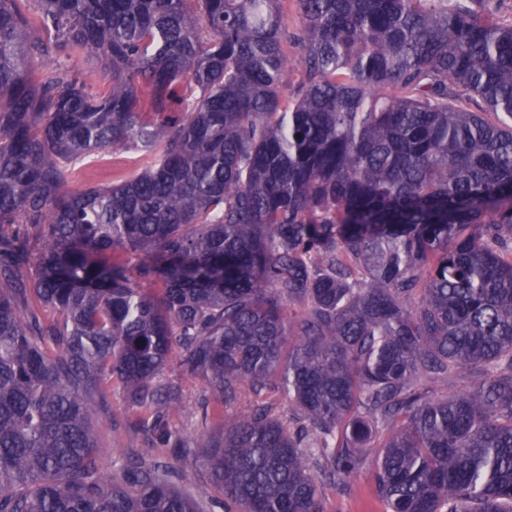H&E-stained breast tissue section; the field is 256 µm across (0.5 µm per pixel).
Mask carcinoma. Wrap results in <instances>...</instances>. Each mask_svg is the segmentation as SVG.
<instances>
[{"instance_id": "1", "label": "carcinoma", "mask_w": 512, "mask_h": 512, "mask_svg": "<svg viewBox=\"0 0 512 512\" xmlns=\"http://www.w3.org/2000/svg\"><path fill=\"white\" fill-rule=\"evenodd\" d=\"M23 2L0 0V512H200L159 457L108 475L94 423L114 384L153 438L172 361L213 391L191 463L236 512H326L375 447L386 512H512V23L485 0H298L291 32L281 0ZM107 150L145 164L67 187ZM71 67L73 74L91 90L96 91L104 86L103 73L95 62L75 55L71 59Z\"/></svg>"}]
</instances>
